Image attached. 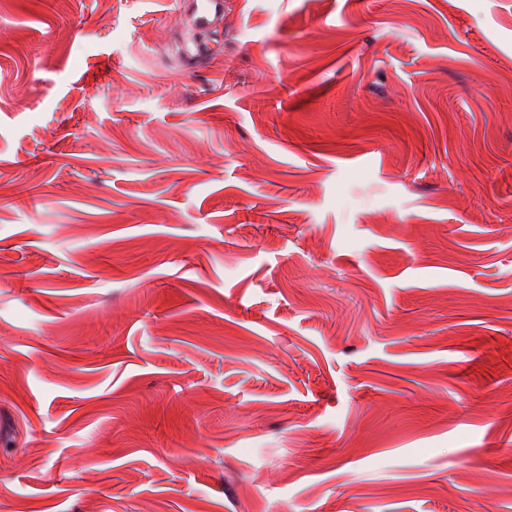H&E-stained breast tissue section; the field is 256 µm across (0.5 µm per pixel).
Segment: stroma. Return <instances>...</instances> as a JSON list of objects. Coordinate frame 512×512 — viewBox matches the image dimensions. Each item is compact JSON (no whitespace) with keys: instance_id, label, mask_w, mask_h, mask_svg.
Returning <instances> with one entry per match:
<instances>
[{"instance_id":"stroma-1","label":"stroma","mask_w":512,"mask_h":512,"mask_svg":"<svg viewBox=\"0 0 512 512\" xmlns=\"http://www.w3.org/2000/svg\"><path fill=\"white\" fill-rule=\"evenodd\" d=\"M0 0V512H512V0ZM180 22L189 29H212L224 20V0H191L184 2Z\"/></svg>"}]
</instances>
